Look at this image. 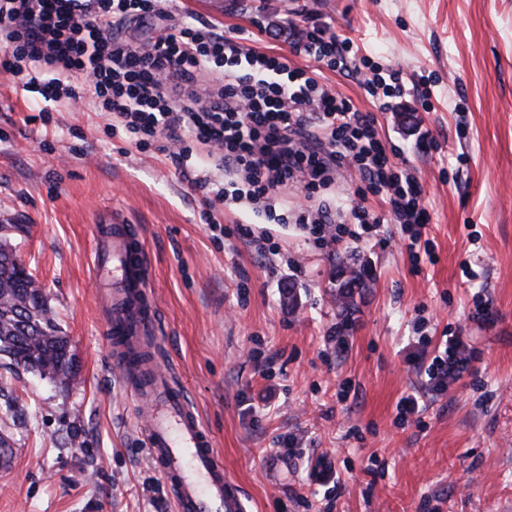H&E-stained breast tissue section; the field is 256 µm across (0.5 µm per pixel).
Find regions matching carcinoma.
<instances>
[{
	"label": "carcinoma",
	"instance_id": "obj_1",
	"mask_svg": "<svg viewBox=\"0 0 512 512\" xmlns=\"http://www.w3.org/2000/svg\"><path fill=\"white\" fill-rule=\"evenodd\" d=\"M0 297L13 302L10 325L0 328V353L13 364L67 385L75 376V360L66 336L47 307V297L34 277L16 264L13 249L0 244Z\"/></svg>",
	"mask_w": 512,
	"mask_h": 512
}]
</instances>
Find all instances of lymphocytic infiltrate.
Wrapping results in <instances>:
<instances>
[{
	"label": "lymphocytic infiltrate",
	"mask_w": 512,
	"mask_h": 512,
	"mask_svg": "<svg viewBox=\"0 0 512 512\" xmlns=\"http://www.w3.org/2000/svg\"><path fill=\"white\" fill-rule=\"evenodd\" d=\"M174 0H0V80L44 102L67 100L110 114L106 129L138 149L158 146L183 178L206 192L202 223H214L218 205L242 201L273 212L281 190L299 186L318 196L316 208L299 211L297 224L316 245L332 248L377 242L382 218L361 202L336 208L324 198L338 169L354 167L385 196L399 224L400 248L418 255L429 216L423 190L397 166L379 139L373 113L321 83L319 66L346 65L352 47L327 24L313 26L295 54L306 67L257 53L224 38L212 26L170 24ZM164 22L143 47L125 37L131 27ZM205 151L224 181L194 175L188 160ZM411 359L428 389L447 392L473 374L478 352L469 337L440 342L418 336Z\"/></svg>",
	"instance_id": "lymphocytic-infiltrate-1"
}]
</instances>
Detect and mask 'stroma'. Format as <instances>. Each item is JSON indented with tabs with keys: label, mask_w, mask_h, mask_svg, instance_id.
<instances>
[{
	"label": "stroma",
	"mask_w": 512,
	"mask_h": 512,
	"mask_svg": "<svg viewBox=\"0 0 512 512\" xmlns=\"http://www.w3.org/2000/svg\"><path fill=\"white\" fill-rule=\"evenodd\" d=\"M179 11L291 65L308 22L332 23L371 65H400L408 90L381 109L363 75L323 69L329 89L374 113L387 153L412 167L432 256L372 245L318 249L238 205L200 220L204 194L167 157L104 132L108 115L51 104L0 83V225L75 344L69 388L0 355V435L18 455L0 475V512H175L153 466L103 334L90 233L111 207L139 224L150 259L162 357L213 433L249 512H512V0H185ZM25 232H15V225ZM270 230L264 257L223 228ZM473 260L474 275L463 271ZM364 267L347 312L337 266ZM489 298L485 327L473 298ZM463 332L476 372L426 397L423 426L394 423L401 396L421 388L409 368L413 326ZM343 328L348 345L325 341ZM273 355L267 377L255 353ZM300 444L278 452L287 436ZM327 454L340 488L309 486L307 457Z\"/></svg>",
	"instance_id": "obj_1"
}]
</instances>
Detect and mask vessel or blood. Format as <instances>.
<instances>
[{
    "label": "vessel or blood",
    "mask_w": 512,
    "mask_h": 512,
    "mask_svg": "<svg viewBox=\"0 0 512 512\" xmlns=\"http://www.w3.org/2000/svg\"><path fill=\"white\" fill-rule=\"evenodd\" d=\"M94 281L124 389L177 512H246L214 439L172 370L159 366L160 323L149 292L150 257L139 225L102 212L93 226Z\"/></svg>",
    "instance_id": "vessel-or-blood-1"
}]
</instances>
